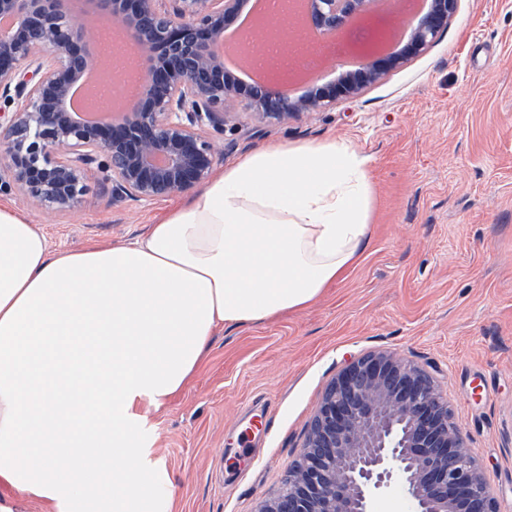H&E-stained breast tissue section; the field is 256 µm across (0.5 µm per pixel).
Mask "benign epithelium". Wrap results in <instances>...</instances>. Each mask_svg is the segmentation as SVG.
I'll return each mask as SVG.
<instances>
[{
  "label": "benign epithelium",
  "mask_w": 512,
  "mask_h": 512,
  "mask_svg": "<svg viewBox=\"0 0 512 512\" xmlns=\"http://www.w3.org/2000/svg\"><path fill=\"white\" fill-rule=\"evenodd\" d=\"M72 0H0L13 19L0 36V187L39 210H76L88 175L112 184V201L144 203L202 185L224 160V127L240 111L285 124L355 100L427 51L458 0H430L404 16L409 39L290 98L278 75L248 87L224 70V31L246 0H82L84 12L138 44L142 92L118 119L81 121L67 109L72 86L95 62L97 30L74 18ZM307 23L338 32L373 0H306ZM436 378L396 352L349 362L327 387L299 459L280 493L258 512H375L397 488L413 512H498Z\"/></svg>",
  "instance_id": "benign-epithelium-1"
}]
</instances>
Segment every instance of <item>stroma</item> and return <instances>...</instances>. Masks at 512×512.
<instances>
[{
	"instance_id": "obj_1",
	"label": "stroma",
	"mask_w": 512,
	"mask_h": 512,
	"mask_svg": "<svg viewBox=\"0 0 512 512\" xmlns=\"http://www.w3.org/2000/svg\"><path fill=\"white\" fill-rule=\"evenodd\" d=\"M407 38L389 7L374 9L338 34L320 84ZM333 139L368 159L369 246L308 307L216 332L187 386L144 407L139 488L151 495L167 478L175 512H257L327 385L382 349L438 379L500 512H512V0H460L432 47L356 101L285 125L243 116L224 131V163ZM0 199L54 250L135 240L172 204L113 202L93 177L73 214L32 209L14 189Z\"/></svg>"
}]
</instances>
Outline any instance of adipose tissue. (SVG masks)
I'll return each instance as SVG.
<instances>
[{
  "label": "adipose tissue",
  "instance_id": "adipose-tissue-1",
  "mask_svg": "<svg viewBox=\"0 0 512 512\" xmlns=\"http://www.w3.org/2000/svg\"><path fill=\"white\" fill-rule=\"evenodd\" d=\"M365 156L267 145L130 243L51 249L0 205V477L75 512H170L136 489L141 403L161 406L225 326L304 308L369 241Z\"/></svg>",
  "mask_w": 512,
  "mask_h": 512
}]
</instances>
